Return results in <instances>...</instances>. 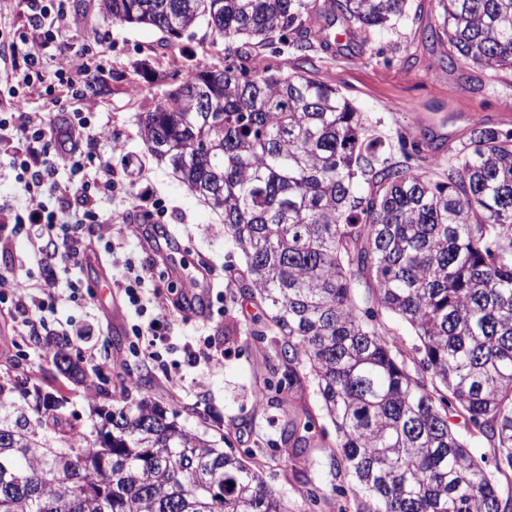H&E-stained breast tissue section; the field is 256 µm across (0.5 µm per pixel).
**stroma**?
I'll list each match as a JSON object with an SVG mask.
<instances>
[{
	"instance_id": "35a3bbf8",
	"label": "stroma",
	"mask_w": 512,
	"mask_h": 512,
	"mask_svg": "<svg viewBox=\"0 0 512 512\" xmlns=\"http://www.w3.org/2000/svg\"><path fill=\"white\" fill-rule=\"evenodd\" d=\"M68 5L72 25L61 42L93 62L90 99L124 146L111 154L112 168L128 191L102 200L100 207L107 213L125 210L149 185L168 208L160 223L124 225L113 233L112 244L119 261L151 269L174 325L164 359L182 368L165 374L137 349L131 327L138 318L112 287L111 270L100 258L104 243L96 240L81 271L91 299L47 314V333H20L0 311V377L23 390L37 387L52 394L55 415L87 434L98 420L96 408H112L128 393L151 398L177 413L187 429L259 465L288 512H354L351 497L336 493L334 471L321 451L312 452L306 475L289 468L288 448L280 440V402L288 393L274 388L279 361L261 307L238 294L245 258L225 238L220 219L147 159L139 134V113L153 109L186 77L191 60L223 64V41L203 22L191 35L170 41L156 30L104 18L99 0H68ZM439 13L438 0H411L396 31L367 42H349L342 22L334 21L338 41L317 50L313 61L364 113L372 132L393 138L406 130L442 154L459 148L477 125L512 129V74L494 77L477 67L449 66L448 46L434 33ZM39 232L36 226L25 228L0 247V274L35 290L41 286L32 261ZM188 343L208 345L214 362L183 366ZM60 350L82 361L99 388L96 397L56 368ZM313 487L319 491L315 502L308 497Z\"/></svg>"
}]
</instances>
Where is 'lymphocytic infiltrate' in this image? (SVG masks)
<instances>
[{
	"mask_svg": "<svg viewBox=\"0 0 512 512\" xmlns=\"http://www.w3.org/2000/svg\"><path fill=\"white\" fill-rule=\"evenodd\" d=\"M38 22L30 33L0 32L12 57L11 68L1 76L10 82V95L20 86L41 78L45 65H52L59 88L80 94L81 80L91 67L90 60L71 47H59L57 36L68 24L66 0H30ZM111 142L108 125L98 120L92 109L70 113L64 123L43 112L15 109L0 113V145L10 148L9 166L26 197L24 206L0 204V226L21 232L26 225L38 224L45 240L40 247L39 273L45 283L41 296H34L28 285L16 278L0 275V304L8 305L21 326L35 329L42 315L55 311L65 301L83 298L80 287L68 294L54 291L56 269L78 266L91 236L111 225L112 215L102 213V199L125 193L122 181L115 178L112 163L100 160L98 166L86 163L84 141ZM68 171L59 180V171ZM132 332L145 356L161 361V350L172 333L165 306Z\"/></svg>",
	"mask_w": 512,
	"mask_h": 512,
	"instance_id": "obj_1",
	"label": "lymphocytic infiltrate"
}]
</instances>
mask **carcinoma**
I'll use <instances>...</instances> for the list:
<instances>
[{
  "mask_svg": "<svg viewBox=\"0 0 512 512\" xmlns=\"http://www.w3.org/2000/svg\"><path fill=\"white\" fill-rule=\"evenodd\" d=\"M114 22L180 39L204 21L224 67L188 78L138 117L149 155L220 217L246 259L240 291L268 309L288 399L292 468L324 450L357 512H512L496 475L512 472V130L479 125L453 154L368 133L336 84L256 55L280 45L311 63L321 21L368 41L409 0H101ZM448 64L512 71V0H439ZM366 291L367 307L355 302ZM408 323L418 369L374 321ZM56 367L84 381L59 351ZM55 399L0 381V512H288L259 470L182 426L160 404L125 398L98 411L100 439L30 406ZM465 417L470 437L451 414ZM328 418L336 438L312 434ZM66 445H51L52 436ZM498 451L494 469L471 438Z\"/></svg>",
  "mask_w": 512,
  "mask_h": 512,
  "instance_id": "obj_1",
  "label": "carcinoma"
}]
</instances>
